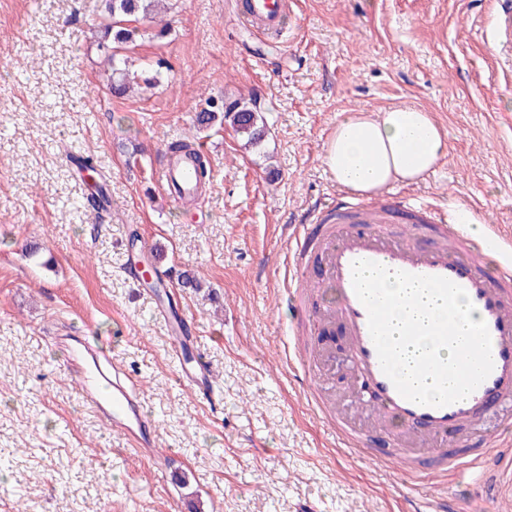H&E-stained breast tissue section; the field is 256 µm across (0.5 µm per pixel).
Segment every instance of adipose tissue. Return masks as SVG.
I'll return each mask as SVG.
<instances>
[{
  "label": "adipose tissue",
  "instance_id": "ef3b65f1",
  "mask_svg": "<svg viewBox=\"0 0 512 512\" xmlns=\"http://www.w3.org/2000/svg\"><path fill=\"white\" fill-rule=\"evenodd\" d=\"M446 153L444 134L428 112L400 107L348 113L327 142L325 162L339 186L371 194L419 181Z\"/></svg>",
  "mask_w": 512,
  "mask_h": 512
}]
</instances>
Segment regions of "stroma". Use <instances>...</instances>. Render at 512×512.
<instances>
[{
    "label": "stroma",
    "mask_w": 512,
    "mask_h": 512,
    "mask_svg": "<svg viewBox=\"0 0 512 512\" xmlns=\"http://www.w3.org/2000/svg\"><path fill=\"white\" fill-rule=\"evenodd\" d=\"M236 10L173 0L127 51L139 69L162 62L160 83L116 97L102 0H0V512H405L408 496L481 497L339 451L282 366L280 232L338 193L324 162L336 122L398 105L426 110L448 153L395 191L512 231V72L479 36L490 0H298L275 40ZM208 97L253 99L265 138L246 145L227 122L195 131ZM184 139L210 180L178 207L154 173ZM85 157L90 178L74 165ZM94 180L112 196L100 220L75 208ZM135 236L170 275L165 302L211 367L213 399L179 382L160 299L125 272ZM185 272L200 289L182 287ZM84 344L138 378L161 461L85 403L67 372ZM348 374L330 352L307 385L375 430Z\"/></svg>",
    "instance_id": "35a3bbf8"
}]
</instances>
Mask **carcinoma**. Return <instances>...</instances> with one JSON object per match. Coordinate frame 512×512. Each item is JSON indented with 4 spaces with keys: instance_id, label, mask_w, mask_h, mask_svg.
<instances>
[{
    "instance_id": "obj_1",
    "label": "carcinoma",
    "mask_w": 512,
    "mask_h": 512,
    "mask_svg": "<svg viewBox=\"0 0 512 512\" xmlns=\"http://www.w3.org/2000/svg\"><path fill=\"white\" fill-rule=\"evenodd\" d=\"M157 0H104V13L99 23L98 48L105 54L104 61L111 70L112 91L121 95L132 85L144 84L148 88L154 77L146 72L140 73L129 69L127 57L123 51L141 37L140 28L134 20L154 18ZM232 116L238 133L247 138L251 145L260 143L266 133L263 119L256 106L245 99L235 100L229 104L222 100L210 98L197 111L194 125L207 130L219 120V115Z\"/></svg>"
}]
</instances>
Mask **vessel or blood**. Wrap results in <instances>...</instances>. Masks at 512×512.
I'll return each instance as SVG.
<instances>
[{"label":"vessel or blood","instance_id":"b4317fda","mask_svg":"<svg viewBox=\"0 0 512 512\" xmlns=\"http://www.w3.org/2000/svg\"><path fill=\"white\" fill-rule=\"evenodd\" d=\"M292 10L288 0H242L241 13L261 33L280 35ZM482 38L500 62L512 69V0H494L491 24ZM162 187L179 183L191 191L194 174L187 163L170 164L157 172ZM494 246L504 258L496 268L483 259L485 246ZM289 262L284 284L301 317L289 327L294 343L288 348V366L306 364L314 354L317 336L343 321L349 358L355 376L350 389L377 421L403 423L392 435L380 459L395 463L402 474L429 480L451 475L471 476L483 483L488 502L512 501V440L478 435L471 430L491 411L512 407V237L499 226H489L476 240L465 221L447 208L406 198L378 194L359 198L337 194L331 203L314 207L300 223L288 227ZM359 260L376 262L393 271L441 276L461 286L491 338L493 369L465 399L441 407L420 405L399 394L383 372L368 326V311L352 284V266ZM334 288L335 304L320 302L323 287ZM173 340L172 354L183 362L190 343L183 319L165 313ZM183 382L201 394L211 390V371L203 358L180 371ZM78 382L87 403L136 448H153L155 425L143 410L134 378L111 382L82 370ZM308 397L315 413L336 432L339 447L368 456L371 436L319 399Z\"/></svg>","mask_w":512,"mask_h":512}]
</instances>
